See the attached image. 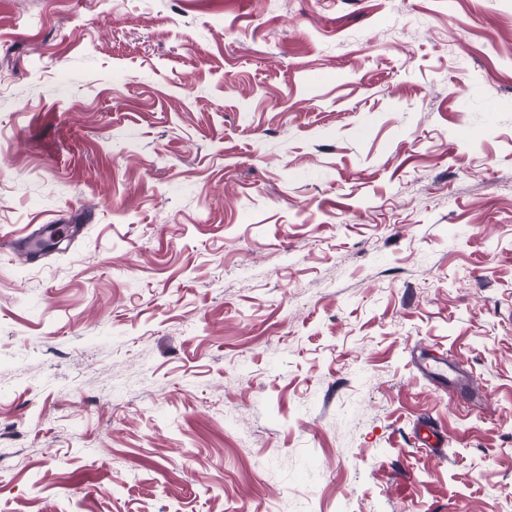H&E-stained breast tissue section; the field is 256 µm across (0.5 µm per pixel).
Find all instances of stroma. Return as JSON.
<instances>
[{
    "instance_id": "35a3bbf8",
    "label": "stroma",
    "mask_w": 512,
    "mask_h": 512,
    "mask_svg": "<svg viewBox=\"0 0 512 512\" xmlns=\"http://www.w3.org/2000/svg\"><path fill=\"white\" fill-rule=\"evenodd\" d=\"M0 73V239L81 227L0 512H512V0H0Z\"/></svg>"
}]
</instances>
